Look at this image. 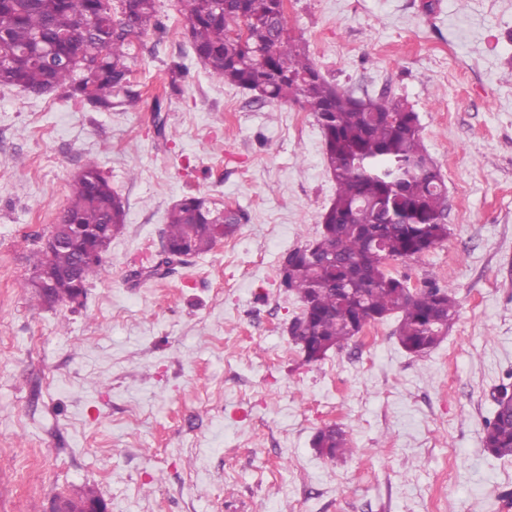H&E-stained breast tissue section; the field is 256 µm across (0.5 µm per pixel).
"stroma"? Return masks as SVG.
<instances>
[{
  "instance_id": "1",
  "label": "stroma",
  "mask_w": 512,
  "mask_h": 512,
  "mask_svg": "<svg viewBox=\"0 0 512 512\" xmlns=\"http://www.w3.org/2000/svg\"><path fill=\"white\" fill-rule=\"evenodd\" d=\"M288 2L326 80L419 115L448 237L387 269L453 286L447 336L408 353L392 316L305 362L278 268L335 194L319 125L212 77L177 0H158L167 31L129 62L136 110L0 87V512H52L86 486L108 512H512V458L482 442L512 373V0ZM88 157L125 204L108 274L80 305L33 306L23 283ZM189 193L241 210L236 233L134 278ZM334 423L340 460L313 446Z\"/></svg>"
}]
</instances>
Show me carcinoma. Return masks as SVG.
<instances>
[{
  "label": "carcinoma",
  "instance_id": "1",
  "mask_svg": "<svg viewBox=\"0 0 512 512\" xmlns=\"http://www.w3.org/2000/svg\"><path fill=\"white\" fill-rule=\"evenodd\" d=\"M177 0L185 35L209 74L249 91L262 102H294L313 114L324 140L326 167L336 193L321 215V232L308 248L283 258L280 287L302 310L292 322L293 342L307 362L320 360L356 337L359 316L400 317L396 335L409 353L437 347L458 313L452 286L430 280L411 290L386 269L388 260L422 259L448 238L447 190L423 144L418 115L386 96H358L327 82L289 34L279 0ZM236 27L244 39L232 37ZM156 0H0V86L42 94L63 88L99 112L135 105L128 60L135 41L162 30ZM125 206L98 162L89 158L73 179L63 211L69 224L105 225L109 238L125 226ZM240 214L203 197L184 196L167 213L165 241L178 254L199 256L216 243L213 225L231 235ZM71 249L36 253L34 267L66 270ZM107 276L103 262L82 268L84 285ZM492 396L483 445L512 457V404ZM313 445L331 458L351 452L347 431L331 424Z\"/></svg>",
  "mask_w": 512,
  "mask_h": 512
}]
</instances>
